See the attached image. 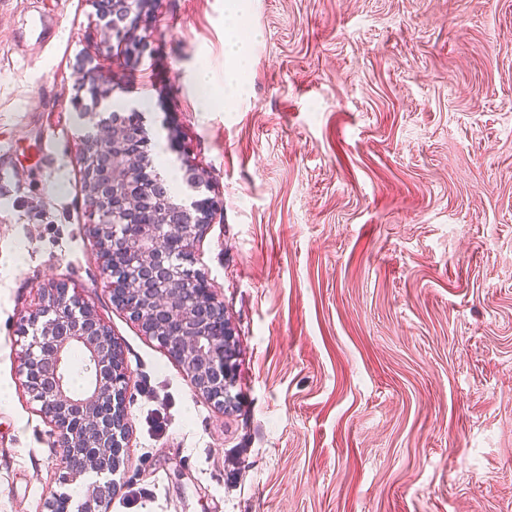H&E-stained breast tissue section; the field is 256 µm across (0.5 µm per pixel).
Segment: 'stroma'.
I'll return each mask as SVG.
<instances>
[{"label": "stroma", "instance_id": "1", "mask_svg": "<svg viewBox=\"0 0 512 512\" xmlns=\"http://www.w3.org/2000/svg\"><path fill=\"white\" fill-rule=\"evenodd\" d=\"M225 2L150 0L132 60L92 0H0V512L96 482L66 477L19 372L51 282L129 374L95 512H512V0H245L247 79L202 112L199 67L233 72ZM36 19L61 35L30 37ZM82 60L204 175L192 252L233 331L225 409L112 300Z\"/></svg>", "mask_w": 512, "mask_h": 512}]
</instances>
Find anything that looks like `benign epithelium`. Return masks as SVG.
<instances>
[{
    "mask_svg": "<svg viewBox=\"0 0 512 512\" xmlns=\"http://www.w3.org/2000/svg\"><path fill=\"white\" fill-rule=\"evenodd\" d=\"M106 30L140 56L143 40L129 33L142 15L143 0H107ZM81 91L90 104L81 116L92 125L80 157L84 204L97 222L90 226L114 303L155 338L180 364L194 387L222 409L226 382L234 374L227 346L232 329L224 306L215 302L207 280L193 268L190 245L208 223L213 202L190 194L165 200L160 179L143 177L136 143L147 134L143 120L107 115L112 95L105 76L83 68ZM125 213L124 223L108 221ZM26 339L21 363L24 385L40 412L54 424L67 474L117 471L126 429L127 369L108 328L84 300L52 282L21 329ZM80 349L89 384L77 393L67 382L71 352Z\"/></svg>",
    "mask_w": 512,
    "mask_h": 512,
    "instance_id": "obj_1",
    "label": "benign epithelium"
}]
</instances>
